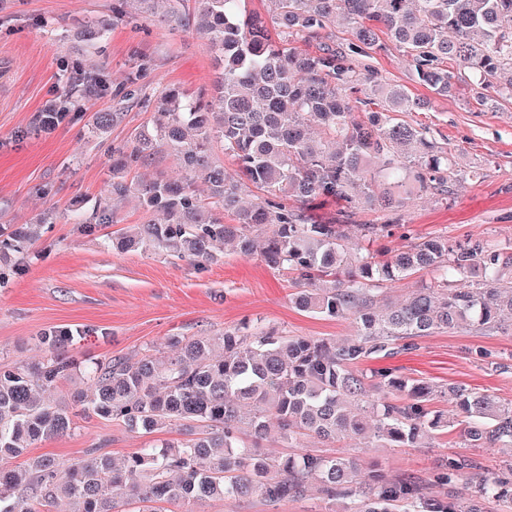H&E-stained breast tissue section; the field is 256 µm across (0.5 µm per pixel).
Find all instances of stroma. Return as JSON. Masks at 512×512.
<instances>
[{
    "instance_id": "1",
    "label": "stroma",
    "mask_w": 512,
    "mask_h": 512,
    "mask_svg": "<svg viewBox=\"0 0 512 512\" xmlns=\"http://www.w3.org/2000/svg\"><path fill=\"white\" fill-rule=\"evenodd\" d=\"M112 14V0H0V226L23 224L38 213L48 222L28 253L11 257L16 272L0 288V365L32 360L41 351V334L55 327L75 329L69 351L79 360L133 356L144 348L168 350L175 336H214L224 329L259 319L291 336L354 339L351 320L327 319L297 310L290 301L289 275L268 268L259 255L244 257L225 248L218 260L204 265L187 258L151 251L118 253L105 244L107 233L123 232L141 223L143 212L134 201L110 202V221L98 223L95 202L112 180L106 146L88 138L84 122L62 124L46 131L36 117L61 97H78L83 112L123 111L112 132L113 142L127 139L156 115L125 99L127 76L141 71L143 82L158 90L167 85L188 92H212L217 76L206 40L193 28H171L161 13H146L141 26H111L94 46L82 39L86 23ZM372 65L392 83L404 84L419 97L427 91L411 80L402 51L395 44L375 54ZM98 67L111 89L89 94L83 84L67 82L66 65ZM404 120L429 127L439 141L459 153L464 165L477 169V179L457 183L448 202L425 196L405 217L420 236L461 240L471 234L512 242V104L484 110L466 86L446 98L433 99ZM26 138H15L17 129ZM91 231H84V224ZM490 352L501 369L475 360L476 350ZM392 367L398 373L433 386L427 408L450 413L443 392L455 385L512 404V320L500 329L472 328L435 333L418 339L413 350L360 364L364 375ZM69 436L33 447V454H52L63 461L83 458L87 449L105 448L122 460L154 438L174 440L177 430L160 435L131 433L115 422L77 414ZM303 447L357 460L362 470L376 469L397 477L425 481L430 492L470 498L468 476L448 487L433 476L453 454L474 459L487 472L512 460V448H471L459 430L435 435L427 448L362 447L343 440L318 444L306 438ZM316 491L300 500L270 504L256 497L209 501L204 512H322Z\"/></svg>"
}]
</instances>
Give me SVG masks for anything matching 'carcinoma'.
Returning <instances> with one entry per match:
<instances>
[{
    "mask_svg": "<svg viewBox=\"0 0 512 512\" xmlns=\"http://www.w3.org/2000/svg\"><path fill=\"white\" fill-rule=\"evenodd\" d=\"M241 2L167 0L165 16L191 23L208 40L218 95L209 100L174 85L147 93L138 74L127 77L133 89L126 95L155 107L158 117L111 147L109 193L132 195L163 220L134 225L112 239V248L200 265L229 242L244 256L258 252L269 268L295 275L299 310L351 318L358 336L338 343L244 323L218 336L177 338V352L167 358L146 350L83 363L66 351L72 331L50 329L40 360L0 367V512H171L179 502L251 495L279 503L305 496L312 480L329 502L326 512H484L470 499L433 496L419 481L378 470L359 483L357 464L343 457L309 449L267 457L245 446L241 434L260 438L274 419L291 446L312 437L424 448L456 424L472 448L512 447V406L452 386L453 414L431 417L430 384L391 368L369 384L357 369L370 357L393 355L397 343L410 350L419 337L495 328L503 314L512 315V242L493 244L480 234L421 238L404 223L416 200L446 201L456 181L480 175L461 168L426 128L401 119L427 101L362 63L383 49L384 34L408 58L412 81L433 94L446 97L466 84L482 106L512 101V0H266L265 14ZM127 3L116 0L112 21L137 23ZM338 17L350 38L328 43ZM110 22L86 25L85 41L103 37ZM299 41L318 48L302 52ZM83 117L79 101L65 97L38 124L46 129ZM120 118L92 113L88 136L108 140ZM217 140L238 178L211 160ZM160 151L179 160L183 178L127 179ZM199 178L209 186L207 202L195 193ZM250 185L261 195L244 206L241 194ZM329 201L343 206L333 217H315ZM359 208H379L390 219L357 224ZM223 212L235 223H224ZM352 225L367 243L397 226L407 244L393 252L354 249ZM37 238L36 224L8 235L0 229V253H20ZM419 271L433 282L401 305L380 308L374 290ZM77 371L85 389L54 399L51 391ZM75 408L144 434L180 427L184 438L138 448L119 463L101 448L70 463L29 455L34 445L74 432ZM462 472L482 499L512 503V463L487 474L468 457L450 456L435 483L445 487Z\"/></svg>",
    "mask_w": 512,
    "mask_h": 512,
    "instance_id": "1",
    "label": "carcinoma"
}]
</instances>
